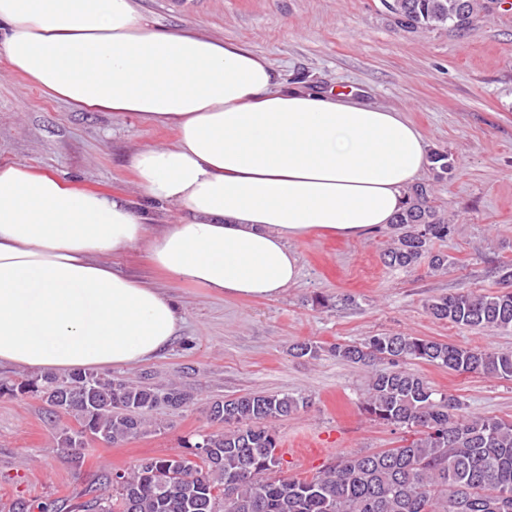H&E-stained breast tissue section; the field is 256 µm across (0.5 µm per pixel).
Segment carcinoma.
<instances>
[{"label": "carcinoma", "mask_w": 512, "mask_h": 512, "mask_svg": "<svg viewBox=\"0 0 512 512\" xmlns=\"http://www.w3.org/2000/svg\"><path fill=\"white\" fill-rule=\"evenodd\" d=\"M387 9L412 31L468 29L490 11L489 0H388ZM400 233L382 260L411 268L427 261L450 265L435 244L451 227L423 184L410 188L393 218ZM436 320L485 331L512 330V290L460 291L427 302ZM336 358L390 367L370 376L364 414L413 435L398 448L344 457L310 478L284 474L272 424L308 405L289 393L251 392L216 401L224 425L204 432L187 451L145 458L123 472L102 475L112 487L103 497L68 505L69 512H512V421L467 411L456 396L439 391L406 368L424 361L455 373L512 378V351L471 349L410 334H380L360 343H336ZM37 392L55 415L74 416L79 428L56 438L81 459L85 439L120 444L157 426L159 405L180 409L189 395L178 385L158 388L145 376L131 383L89 372L47 376ZM204 448L201 454L197 449ZM55 504L16 499L9 512H53Z\"/></svg>", "instance_id": "obj_1"}]
</instances>
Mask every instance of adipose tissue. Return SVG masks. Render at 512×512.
<instances>
[{
    "mask_svg": "<svg viewBox=\"0 0 512 512\" xmlns=\"http://www.w3.org/2000/svg\"><path fill=\"white\" fill-rule=\"evenodd\" d=\"M0 59L71 107L176 132L129 157L138 209L0 162V366L148 361L182 320L171 285L278 296L299 279L292 240L390 224L429 164L400 113L284 82L243 44L155 26L138 0H0ZM157 205L182 216L154 223ZM134 247L157 280L121 266Z\"/></svg>",
    "mask_w": 512,
    "mask_h": 512,
    "instance_id": "ef3b65f1",
    "label": "adipose tissue"
}]
</instances>
